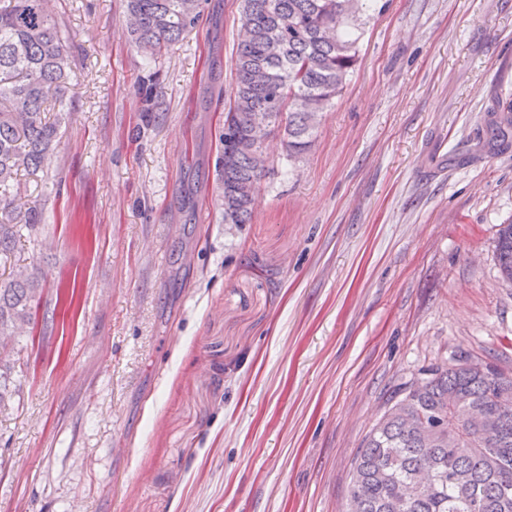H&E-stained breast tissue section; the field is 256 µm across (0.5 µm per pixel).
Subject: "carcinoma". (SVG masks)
<instances>
[{
  "mask_svg": "<svg viewBox=\"0 0 512 512\" xmlns=\"http://www.w3.org/2000/svg\"><path fill=\"white\" fill-rule=\"evenodd\" d=\"M131 41L149 59L196 28L201 0H123ZM376 0H240L235 79L224 109L216 205L226 224H249L255 193L273 169L253 118L283 132L288 161L341 94L359 58ZM75 61L47 0H0V204L21 192L20 172H39L63 112L48 121ZM497 134L512 126L498 103ZM11 213L0 212V256L10 252ZM502 275L512 280V223L499 230ZM36 289L21 270L0 281V340L32 323ZM348 512H512V378L467 356L403 388L352 462Z\"/></svg>",
  "mask_w": 512,
  "mask_h": 512,
  "instance_id": "obj_1",
  "label": "carcinoma"
}]
</instances>
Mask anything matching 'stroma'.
<instances>
[{"instance_id":"obj_1","label":"stroma","mask_w":512,"mask_h":512,"mask_svg":"<svg viewBox=\"0 0 512 512\" xmlns=\"http://www.w3.org/2000/svg\"><path fill=\"white\" fill-rule=\"evenodd\" d=\"M378 2L311 149L271 137L253 220L228 224L212 88L240 0H203L152 62L121 0H48L77 60L13 205L41 222L0 257L37 290L0 354V512H345L391 396L459 354L512 375V0ZM501 226L496 246L500 270L507 280H512V222Z\"/></svg>"}]
</instances>
